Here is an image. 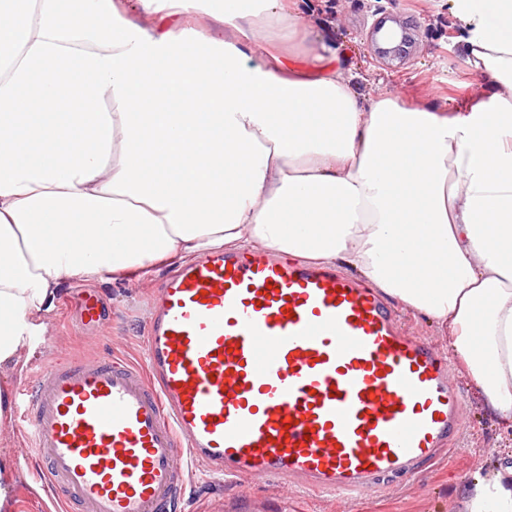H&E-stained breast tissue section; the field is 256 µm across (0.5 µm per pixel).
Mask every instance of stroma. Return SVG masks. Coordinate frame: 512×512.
<instances>
[{
	"label": "stroma",
	"mask_w": 512,
	"mask_h": 512,
	"mask_svg": "<svg viewBox=\"0 0 512 512\" xmlns=\"http://www.w3.org/2000/svg\"><path fill=\"white\" fill-rule=\"evenodd\" d=\"M305 20L336 44V65L353 75L364 97L394 94L408 102L440 106L475 94L479 80L466 63V47L448 16V0H307ZM384 17L414 26L417 48L404 64L388 65L375 53L370 31ZM95 296L110 328L84 324L81 304ZM150 291L106 280L88 287L65 286L49 332L57 352L74 357L111 354L131 360L144 354L145 310ZM464 397L465 428L456 450L441 452L413 482L396 478L374 486L359 500L345 504L336 497L293 486L280 479L246 483L251 501L244 512H458L461 490L474 473L512 464V436L483 404L474 382L457 379ZM237 488L205 472L193 476L180 512H214L218 503L232 505Z\"/></svg>",
	"instance_id": "35a3bbf8"
}]
</instances>
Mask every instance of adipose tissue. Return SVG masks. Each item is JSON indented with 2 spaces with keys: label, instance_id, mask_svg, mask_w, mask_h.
<instances>
[{
  "label": "adipose tissue",
  "instance_id": "ef3b65f1",
  "mask_svg": "<svg viewBox=\"0 0 512 512\" xmlns=\"http://www.w3.org/2000/svg\"><path fill=\"white\" fill-rule=\"evenodd\" d=\"M448 5L490 90L452 111L363 101L330 44L306 72L301 0H0V421L65 285L262 249L434 324L512 430V0ZM460 512H512V464Z\"/></svg>",
  "mask_w": 512,
  "mask_h": 512
}]
</instances>
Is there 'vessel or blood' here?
<instances>
[{
    "label": "vessel or blood",
    "mask_w": 512,
    "mask_h": 512,
    "mask_svg": "<svg viewBox=\"0 0 512 512\" xmlns=\"http://www.w3.org/2000/svg\"><path fill=\"white\" fill-rule=\"evenodd\" d=\"M148 307L143 363L53 356L18 389L20 454L66 512H175L199 465L348 501L461 436L447 359L336 268L214 252Z\"/></svg>",
    "instance_id": "b4317fda"
}]
</instances>
